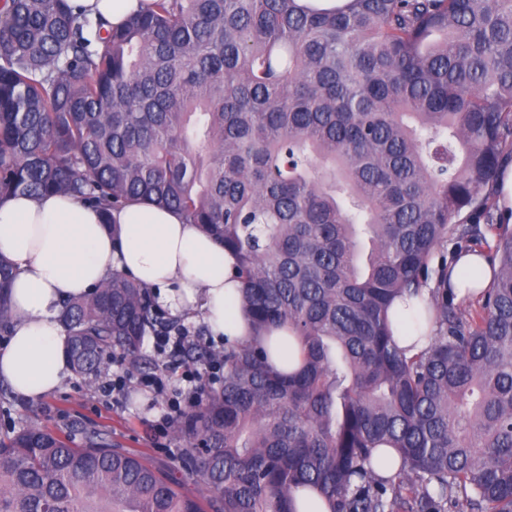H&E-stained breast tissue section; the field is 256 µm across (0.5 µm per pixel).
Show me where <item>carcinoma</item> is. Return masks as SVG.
I'll list each match as a JSON object with an SVG mask.
<instances>
[{
  "mask_svg": "<svg viewBox=\"0 0 512 512\" xmlns=\"http://www.w3.org/2000/svg\"><path fill=\"white\" fill-rule=\"evenodd\" d=\"M512 163V0H151L119 26L67 0H0V197L174 209L237 260L252 334L175 421L212 512H512V228L487 209ZM492 252L478 309L448 304L452 238ZM13 267L0 260V332ZM429 289L409 357L389 310ZM120 272L61 308L73 370L141 364L185 327ZM288 327L297 370L269 361ZM399 454L382 477L378 448ZM0 512H203L177 479L92 435L0 438Z\"/></svg>",
  "mask_w": 512,
  "mask_h": 512,
  "instance_id": "cac0c4a2",
  "label": "carcinoma"
}]
</instances>
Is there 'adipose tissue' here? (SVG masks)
<instances>
[{
	"label": "adipose tissue",
	"instance_id": "1",
	"mask_svg": "<svg viewBox=\"0 0 512 512\" xmlns=\"http://www.w3.org/2000/svg\"><path fill=\"white\" fill-rule=\"evenodd\" d=\"M0 257L14 268L11 335L0 345V383L35 402L69 378L65 301L91 293L113 271L133 276L172 312H201L214 338L242 339L249 327L237 308L236 259L181 214L144 202L102 213L68 195L0 199ZM493 271L483 255L462 254L449 275L457 298L486 288ZM392 320L404 322L399 345L429 347L433 324L421 299L396 300Z\"/></svg>",
	"mask_w": 512,
	"mask_h": 512
}]
</instances>
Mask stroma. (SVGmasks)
I'll use <instances>...</instances> for the list:
<instances>
[{
	"label": "stroma",
	"instance_id": "35a3bbf8",
	"mask_svg": "<svg viewBox=\"0 0 512 512\" xmlns=\"http://www.w3.org/2000/svg\"><path fill=\"white\" fill-rule=\"evenodd\" d=\"M116 365H109L95 382L71 375L57 390L34 404L13 397L0 387V435L11 429L35 424L56 431L73 444L85 445L95 431H105L112 442L138 455L153 468L179 477L185 493L207 498L204 486L184 475L177 459L182 442L173 432H160L158 421L164 412L165 395L141 386L139 375L127 380L122 395L106 390Z\"/></svg>",
	"mask_w": 512,
	"mask_h": 512
}]
</instances>
